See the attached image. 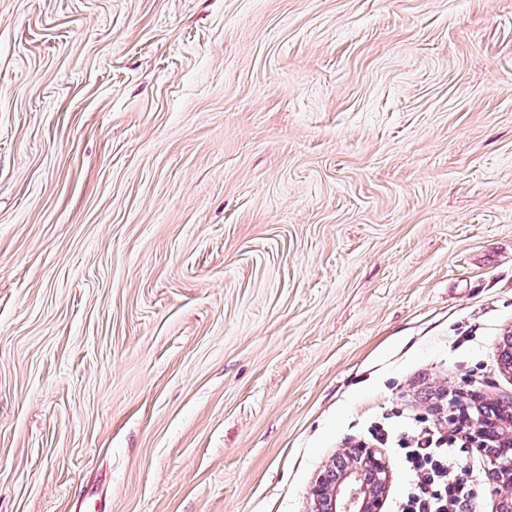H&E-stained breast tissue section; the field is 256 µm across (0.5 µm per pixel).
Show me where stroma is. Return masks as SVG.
<instances>
[{"label":"stroma","instance_id":"stroma-1","mask_svg":"<svg viewBox=\"0 0 512 512\" xmlns=\"http://www.w3.org/2000/svg\"><path fill=\"white\" fill-rule=\"evenodd\" d=\"M512 0H0V512H309L512 402ZM385 454L365 442L342 448L309 490L311 512H385L390 484Z\"/></svg>","mask_w":512,"mask_h":512}]
</instances>
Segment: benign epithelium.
Returning <instances> with one entry per match:
<instances>
[{"mask_svg":"<svg viewBox=\"0 0 512 512\" xmlns=\"http://www.w3.org/2000/svg\"><path fill=\"white\" fill-rule=\"evenodd\" d=\"M448 424L468 426V440L484 456L486 491L495 512H512V408L488 404L473 419L464 397L448 401ZM390 467L385 454L365 442L343 448L309 490L311 512H386Z\"/></svg>","mask_w":512,"mask_h":512,"instance_id":"obj_1","label":"benign epithelium"}]
</instances>
